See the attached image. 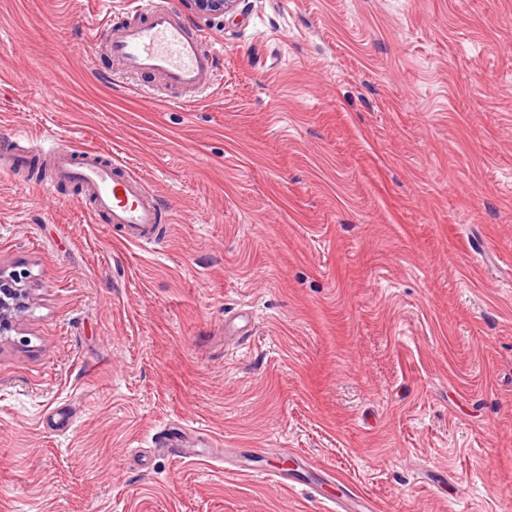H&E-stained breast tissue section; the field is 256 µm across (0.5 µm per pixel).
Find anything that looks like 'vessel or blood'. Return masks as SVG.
Returning <instances> with one entry per match:
<instances>
[{
	"mask_svg": "<svg viewBox=\"0 0 512 512\" xmlns=\"http://www.w3.org/2000/svg\"><path fill=\"white\" fill-rule=\"evenodd\" d=\"M130 14V21L109 20L92 30L93 38H104L109 56L126 72L154 75L185 97L194 96L215 79L218 48H205L204 36L192 30L172 8L156 6L154 0H136ZM32 148L50 152L55 178L41 184L47 195L55 194L58 183L74 182L92 199L97 213L117 227L127 241L149 245L167 233L159 195L145 194L121 161L73 149L55 137L33 143ZM158 440L174 451H191L186 429H168ZM338 500L345 512H375L372 502L346 486Z\"/></svg>",
	"mask_w": 512,
	"mask_h": 512,
	"instance_id": "vessel-or-blood-1",
	"label": "vessel or blood"
}]
</instances>
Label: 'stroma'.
Masks as SVG:
<instances>
[{"label":"stroma","instance_id":"obj_1","mask_svg":"<svg viewBox=\"0 0 512 512\" xmlns=\"http://www.w3.org/2000/svg\"><path fill=\"white\" fill-rule=\"evenodd\" d=\"M128 2L0 0V512H512V0H172L222 51L182 105L88 38ZM50 130L168 236L43 196ZM189 3L191 9L201 17L214 15H224V12L230 10L236 0H185ZM20 278L0 265V343L8 341L15 332L23 312L25 289L19 286ZM158 440L166 448H172L176 452L192 454L191 447L194 443L185 428H169L167 432H160ZM336 498L341 503V506L344 507V512H356L354 510H359L357 512H374L377 510L372 502L357 495L346 485L342 486Z\"/></svg>","mask_w":512,"mask_h":512}]
</instances>
